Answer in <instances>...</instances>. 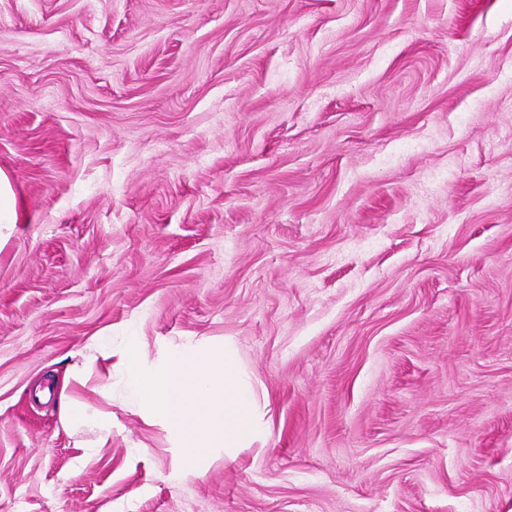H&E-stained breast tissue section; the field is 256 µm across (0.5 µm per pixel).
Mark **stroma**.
<instances>
[{"label": "stroma", "instance_id": "35a3bbf8", "mask_svg": "<svg viewBox=\"0 0 512 512\" xmlns=\"http://www.w3.org/2000/svg\"><path fill=\"white\" fill-rule=\"evenodd\" d=\"M0 170V512H512V0H0ZM104 335L264 441L178 476ZM17 197L9 177L0 170V241L2 228L14 227L19 224ZM62 410L63 417L70 426H78L92 420L102 432L103 437H108L112 432V416L110 413H104L91 406L81 404L74 398L64 402Z\"/></svg>", "mask_w": 512, "mask_h": 512}]
</instances>
